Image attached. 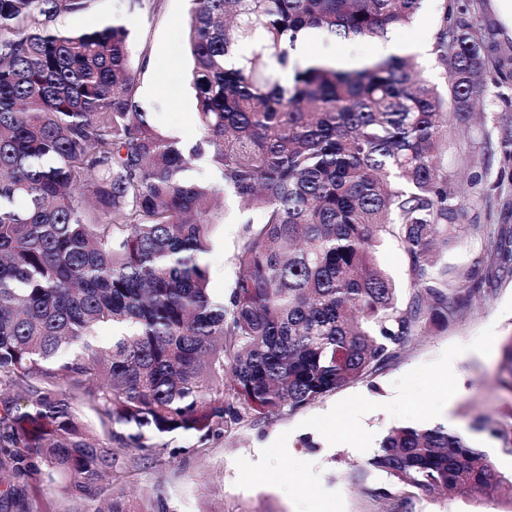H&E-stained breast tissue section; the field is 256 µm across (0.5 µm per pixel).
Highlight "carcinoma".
<instances>
[{
    "mask_svg": "<svg viewBox=\"0 0 512 512\" xmlns=\"http://www.w3.org/2000/svg\"><path fill=\"white\" fill-rule=\"evenodd\" d=\"M89 2L0 0V485L62 479L74 498L106 494L104 512H145L125 498L111 443L158 462L162 435L206 440L245 415L300 409L512 274V230L466 223L446 165L448 135L469 127L499 63L465 7L435 43L446 99L412 56L352 70L294 56L313 30L381 39L422 0H192L199 135L184 144L143 109L125 26L56 27ZM479 150L511 158L512 120ZM199 158L217 182L189 176ZM226 199L243 228L224 302L206 255ZM469 234L474 265H439ZM384 238L407 258L406 306L376 261ZM496 383L512 394V336ZM472 428L512 454V403ZM372 470L404 488L512 498V477L444 426L388 431L360 480Z\"/></svg>",
    "mask_w": 512,
    "mask_h": 512,
    "instance_id": "cac0c4a2",
    "label": "carcinoma"
}]
</instances>
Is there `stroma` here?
<instances>
[{"label":"stroma","instance_id":"obj_1","mask_svg":"<svg viewBox=\"0 0 512 512\" xmlns=\"http://www.w3.org/2000/svg\"><path fill=\"white\" fill-rule=\"evenodd\" d=\"M190 0H93L82 13L57 19L58 28L90 31L117 22L130 39V66L138 69L142 54L162 56L160 67L140 72L139 92L154 122L179 140L191 143L198 136L194 92L189 84L192 67L186 52ZM456 0H425L415 20L394 29L393 37L406 45H425L416 60L424 78L442 83L433 51L445 12L455 11ZM469 20L476 30L492 35L491 53L500 58V73L486 76L487 93L464 139L471 150L459 153L449 146L448 176L464 199L474 189L467 177L485 172V192H493L499 172L512 173V161L496 157L485 163L477 146L486 130L501 117H512V35L504 28L493 0H470ZM239 216L227 213L213 232L211 267L214 296L229 293L234 277L231 256ZM380 267L391 276L401 303H408L413 288L405 255L386 238L377 248ZM512 335V277L491 283L486 293L473 297L457 324L439 328L423 325L380 372L329 392L309 405L284 409L264 418H243L222 435L200 441L194 434L161 436L173 458L155 465L137 451H121L118 465L124 472L126 497L133 504L150 506L164 499L170 512H393L400 487L383 472H371L359 482L358 472L394 427L430 428L453 425L473 446L488 451L489 461L512 477V465L487 432L471 428L475 418H497L507 401L495 385L504 337ZM295 454H288V447ZM24 505L38 512H96L99 501L75 502L60 488L35 497L27 479ZM391 488L393 496L377 499L373 487ZM410 512H512V500L499 494L464 496L458 493L412 490Z\"/></svg>","mask_w":512,"mask_h":512}]
</instances>
